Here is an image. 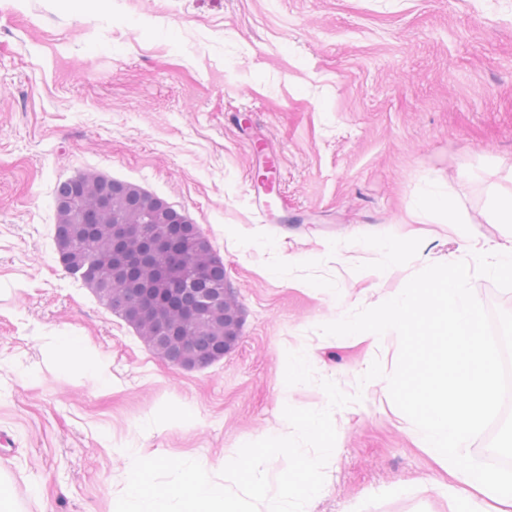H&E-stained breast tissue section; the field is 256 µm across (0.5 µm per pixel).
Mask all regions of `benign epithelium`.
Here are the masks:
<instances>
[{
    "instance_id": "benign-epithelium-1",
    "label": "benign epithelium",
    "mask_w": 512,
    "mask_h": 512,
    "mask_svg": "<svg viewBox=\"0 0 512 512\" xmlns=\"http://www.w3.org/2000/svg\"><path fill=\"white\" fill-rule=\"evenodd\" d=\"M125 199L135 215L132 220L119 218L112 224L109 250L112 256V272L127 282L128 298L119 308L121 318L132 327L145 319L155 322L153 346L162 351L180 332L159 313L162 297L150 288H140L133 273L147 263H161V274L168 288L164 293L178 298L179 314L183 319L201 326L212 320L221 324L224 333V353L231 351L241 337L242 319L239 308L222 288H201L199 284L211 277L208 268L190 267L185 254L176 245L184 243L197 250L209 247L198 225L170 207L165 201L145 192L127 195ZM56 208L67 213V224L58 240V254L64 261V271L85 279L92 278L93 262L82 258L74 250L76 241L90 231L79 187L74 192L55 200ZM142 240L143 247L129 251L126 243ZM223 358L205 336H181L177 348L163 356L170 367L186 370H203Z\"/></svg>"
}]
</instances>
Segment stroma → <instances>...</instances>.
Instances as JSON below:
<instances>
[{"mask_svg":"<svg viewBox=\"0 0 512 512\" xmlns=\"http://www.w3.org/2000/svg\"><path fill=\"white\" fill-rule=\"evenodd\" d=\"M502 163L512 0H0V474L23 512H112L130 443L220 472L279 426L286 354L304 342L320 379L354 398L333 416L314 512H455L425 487L439 465L359 384L372 361L393 371L398 337L352 343L318 327L463 260L440 217L412 220L429 181L479 240L511 236L487 217L490 196L512 189ZM84 173L199 226L242 315L223 359L169 367L61 268L54 188ZM390 238L400 261L383 272ZM347 239L356 249L322 255ZM280 249L302 256L284 281L266 274ZM60 329L109 360V389L59 364ZM185 407L195 421L174 424ZM153 415L169 425L141 435Z\"/></svg>","mask_w":512,"mask_h":512,"instance_id":"obj_1","label":"stroma"}]
</instances>
